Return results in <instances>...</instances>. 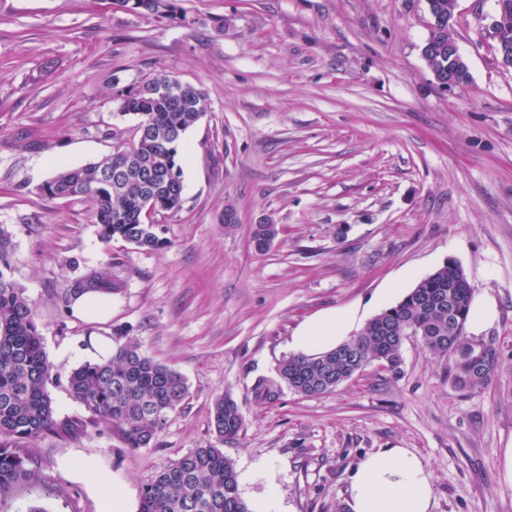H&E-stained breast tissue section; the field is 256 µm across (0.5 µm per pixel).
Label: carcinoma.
<instances>
[{
	"instance_id": "obj_1",
	"label": "carcinoma",
	"mask_w": 512,
	"mask_h": 512,
	"mask_svg": "<svg viewBox=\"0 0 512 512\" xmlns=\"http://www.w3.org/2000/svg\"><path fill=\"white\" fill-rule=\"evenodd\" d=\"M454 33L429 34L432 49L423 51L430 71H448V41ZM178 77L159 73L119 91L127 114L148 123L143 139L124 149L77 168L64 169L39 187L52 198L61 194L88 204L98 225L100 240L121 239L138 249L161 250L168 242L155 225L140 221V212L152 198L159 212L179 207L182 166L179 148L186 132L208 112L201 89L179 98L169 91ZM126 164L130 176L112 181L113 168ZM280 234L279 225L255 224L251 243L258 253L267 251ZM13 251L11 232L0 226V502L25 491L40 498L55 493L20 453V443L45 435L70 436L88 428L114 431L124 447L147 448L154 443L169 415L186 401L189 388L176 370L154 360L141 343L123 328L114 335L117 345L104 362H85L67 376L72 399L89 413L86 420L56 416L47 385L55 366L45 352L42 335L29 300L8 275ZM120 285L104 272L91 271L74 282L61 297L63 307L76 298L114 292ZM473 291L459 264L447 261L420 279L393 306L366 321L347 341L321 356L290 355L276 367L278 381L261 383L256 391L273 399L279 384L304 396L335 390L372 365L396 373L402 364V346L413 336L432 354L451 359L455 383L463 390L488 384L497 364L495 349L476 344L467 336ZM212 426L219 443L239 439L245 420L237 401L222 394L214 401ZM138 512H252L242 498L239 475L224 450L207 445L179 456L141 495Z\"/></svg>"
}]
</instances>
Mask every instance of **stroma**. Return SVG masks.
Here are the masks:
<instances>
[{
  "mask_svg": "<svg viewBox=\"0 0 512 512\" xmlns=\"http://www.w3.org/2000/svg\"><path fill=\"white\" fill-rule=\"evenodd\" d=\"M167 2L141 15L113 0H0V226L59 374L56 414L84 417L65 378L85 361L84 336L118 327L189 387L151 447L108 430L24 443L55 493L0 512H96L59 468L76 452L142 492L215 443L212 404L226 392L246 430L224 452L241 474L265 461L286 512L347 506L350 474L381 448L424 462L434 512H512L499 460L512 445V70L486 33L496 0H457L469 80L451 90L423 59L427 0ZM159 72L210 103L183 139L181 206L155 217L166 248L107 245L84 202L39 187L131 139L138 119L112 97ZM268 219L281 234L259 254L251 228ZM449 260L496 303L473 337L497 350L487 386L461 390L411 337L398 373L374 366L317 397L256 396L307 317L347 306L372 317L391 281L408 290ZM91 270L122 285L103 324L61 304Z\"/></svg>",
  "mask_w": 512,
  "mask_h": 512,
  "instance_id": "obj_1",
  "label": "stroma"
}]
</instances>
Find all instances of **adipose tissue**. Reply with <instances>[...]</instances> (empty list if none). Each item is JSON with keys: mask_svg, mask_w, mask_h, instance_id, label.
Returning a JSON list of instances; mask_svg holds the SVG:
<instances>
[{"mask_svg": "<svg viewBox=\"0 0 512 512\" xmlns=\"http://www.w3.org/2000/svg\"><path fill=\"white\" fill-rule=\"evenodd\" d=\"M360 327L358 309L315 315L288 342L295 353L316 355L336 347ZM66 477L82 482L95 497L98 512H137L132 494L115 483L94 457L64 459ZM351 512H431L433 483L423 461L403 448H382L362 459L350 476Z\"/></svg>", "mask_w": 512, "mask_h": 512, "instance_id": "ef3b65f1", "label": "adipose tissue"}]
</instances>
